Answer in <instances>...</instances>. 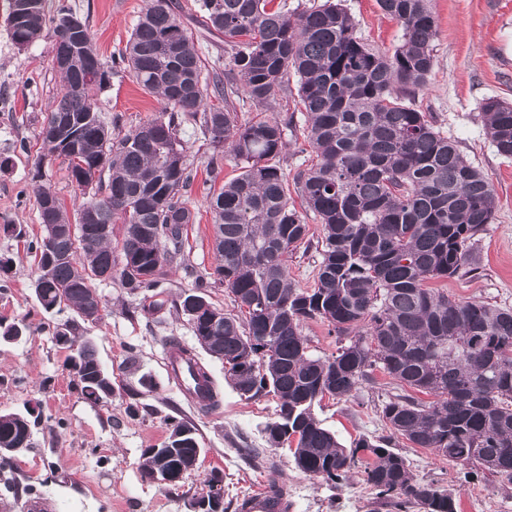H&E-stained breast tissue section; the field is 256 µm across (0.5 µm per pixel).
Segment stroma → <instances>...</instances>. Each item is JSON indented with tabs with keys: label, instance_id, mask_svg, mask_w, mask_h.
<instances>
[{
	"label": "stroma",
	"instance_id": "35a3bbf8",
	"mask_svg": "<svg viewBox=\"0 0 512 512\" xmlns=\"http://www.w3.org/2000/svg\"><path fill=\"white\" fill-rule=\"evenodd\" d=\"M61 1L87 19L106 61L124 50L143 5V0H47V6L56 8ZM179 2L205 66L229 59L232 50L223 39L202 38L199 0ZM341 5L364 43L393 53L402 31L377 0H341ZM431 7L438 28L434 66L411 103L485 174L496 199L491 224L471 247L473 271L435 285L458 300L512 308V158L497 153L481 110L490 97L512 104V0H431ZM8 12L9 0H0V260L6 264L0 272V325L22 322L28 331L17 341H0V410L22 412L34 405L41 418L29 451L0 464V512H188V500L214 469L224 478L225 512H235L240 497L267 487L272 477L291 512H397L376 498L360 474L338 483L316 478L296 468L289 451L268 447L263 428L274 416L275 398H241L225 380L223 364L198 349L187 316L143 312L141 295L116 280L97 286L104 303L98 321L67 309L47 314L39 308L34 295L39 269L28 248L42 234L38 187H52L71 216L82 192L70 182L63 160L48 156L39 135L43 114L62 92L51 44L18 50L6 31ZM98 106L104 122H116L124 133L162 108L125 72L112 76ZM181 135L194 169L187 200L195 222L188 227L186 265L173 266L161 284L169 300L193 288L196 276L210 269L211 195L238 173L229 153L218 166L210 165V145L193 125L184 124ZM65 322L74 335L93 342L111 372V403L96 406L83 397L66 366V350L53 339L55 326ZM172 337L195 349L207 368L219 393L216 410L201 412L171 379L165 345ZM383 398V385H366L353 398H324L314 413L350 449L359 438L388 435L380 414ZM132 404L137 413L129 412ZM175 421L194 428L202 457L199 469L167 487L146 480L139 460L144 449L165 446ZM395 447L416 479L456 494L458 512H512V485H499L481 470L449 463L404 440ZM248 448L273 461L275 470L249 460Z\"/></svg>",
	"mask_w": 512,
	"mask_h": 512
}]
</instances>
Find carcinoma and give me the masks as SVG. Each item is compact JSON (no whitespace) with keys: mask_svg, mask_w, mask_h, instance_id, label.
Returning a JSON list of instances; mask_svg holds the SVG:
<instances>
[{"mask_svg":"<svg viewBox=\"0 0 512 512\" xmlns=\"http://www.w3.org/2000/svg\"><path fill=\"white\" fill-rule=\"evenodd\" d=\"M274 0H201L209 32L224 35L234 50L233 70L241 90L218 73L204 74L202 59L184 22L168 0H146L124 51L106 67L123 68L163 105L162 115L124 135H112L101 119L96 96L106 89L90 74L93 58L81 54L57 69L63 90L41 125L52 156L68 162L70 181L97 176L104 194L83 199L77 209L98 211V223L123 226L121 246L92 232L76 241L59 237L29 243L38 265L37 301L46 313L66 306L82 318L87 285L77 268L122 262L116 279L143 294L152 315L172 304L187 312L192 297L223 286L236 310L215 324L192 328L196 341L217 350L224 378L249 400L272 395L275 417L264 432L269 447L295 439L293 462L303 473L336 482L361 467L363 482L402 512H457L447 488L417 481L409 460L392 448L402 438L455 464L481 468L512 485V310L477 301H458L427 282L450 278L469 265V248L491 223L495 195L488 178L442 136L425 113L406 104L433 69L437 26L430 0H379L402 29L392 55L375 52L354 32L348 12L324 0L295 17ZM27 16L30 44L49 39L53 53L73 47L66 26L75 15L65 4L52 15L46 0H10L9 15ZM174 48V53L167 51ZM297 77L299 112L316 161L298 172L295 187L304 212L288 202V180L272 160L285 148L294 116H265L240 122L232 95L243 92L250 108L265 112ZM219 104L211 103V100ZM486 130L497 151L512 156V104L488 98L482 105ZM77 126L69 152L51 136L57 117ZM191 122L213 148L224 146L241 172L211 196L212 271L171 302L157 299L168 268L183 259L193 216L185 195L193 163L180 127ZM54 196L55 221L67 220L56 192L43 186L37 209ZM321 224L320 262L311 288L289 279L288 255L309 238L306 214ZM135 271L151 278L133 286ZM320 320L336 332L331 356L310 352L303 325ZM269 337V347L251 337ZM81 367L74 373L84 398L109 402L108 375L89 341L79 343ZM403 390L384 402L386 438H362L351 451L313 413L325 396L350 397L376 374ZM200 410L219 406L214 381L203 365ZM434 400L424 402L416 394ZM34 410L0 414V459L11 448L29 449ZM199 446L184 439L170 465L178 468ZM369 452L360 463L358 451Z\"/></svg>","mask_w":512,"mask_h":512,"instance_id":"obj_1","label":"carcinoma"}]
</instances>
